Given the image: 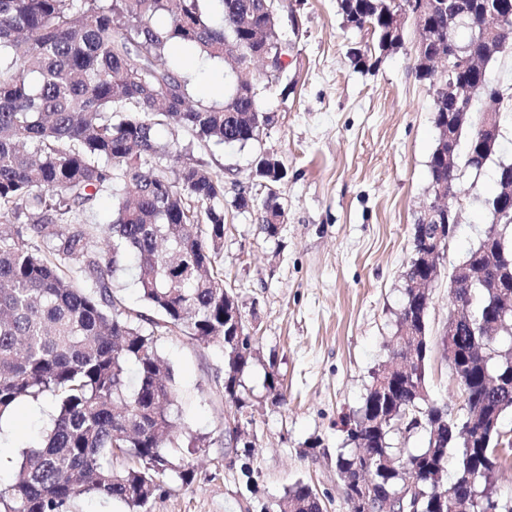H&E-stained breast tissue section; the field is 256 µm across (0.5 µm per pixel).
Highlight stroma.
<instances>
[{"mask_svg":"<svg viewBox=\"0 0 512 512\" xmlns=\"http://www.w3.org/2000/svg\"><path fill=\"white\" fill-rule=\"evenodd\" d=\"M287 4L288 90L260 99L275 123L245 148L193 147L195 158L224 177V285L238 294L259 352L244 377L254 416L244 440L252 448L225 439L231 408L220 345L165 336L160 353L174 371L186 418L181 456L195 473L187 485L169 481L151 512H278L298 481L318 491L324 512H348L335 465L346 444L341 418L360 406L373 371L390 359L401 273L430 194L432 98L410 46L379 55L369 31L344 28L336 0ZM264 152L288 170L279 188L285 220L270 239L255 213L231 206L238 184L265 198L253 175ZM494 173L490 165L455 185L463 220L430 290L433 338L446 332L453 309L447 274L486 229L481 201L494 188ZM271 370L287 405L265 398ZM427 373L432 397L458 411L459 388L441 346H434ZM49 413V403H24L0 441L16 450L38 445ZM192 435L206 436L208 447H189Z\"/></svg>","mask_w":512,"mask_h":512,"instance_id":"obj_1","label":"stroma"}]
</instances>
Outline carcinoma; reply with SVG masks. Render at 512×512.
<instances>
[{
  "label": "carcinoma",
  "instance_id": "cac0c4a2",
  "mask_svg": "<svg viewBox=\"0 0 512 512\" xmlns=\"http://www.w3.org/2000/svg\"><path fill=\"white\" fill-rule=\"evenodd\" d=\"M476 0H457L464 23L456 43L473 46L469 15ZM269 0H0V419L29 401L48 400L54 413L40 445L21 450L14 481L0 486V512H67L76 499H115L146 512L166 483L187 484L193 469L179 461L181 412L171 367L159 353L163 335L209 345L224 339V177L190 158L193 143L239 145L265 129L257 85L235 82L222 101L197 97L180 49L250 70L252 49L285 40L269 25ZM352 28L371 29L379 46L400 45L393 0H355ZM426 24L431 50L448 49L446 13ZM434 126L451 105L432 95ZM164 126L190 136L164 142ZM430 186L448 181V163L430 160ZM113 199L110 224H91L97 199ZM233 205L257 211L268 238L278 235L276 203L259 205L248 188ZM512 216L498 236L483 237L461 265L486 273L484 284L458 283L453 301L468 304L470 330L444 335L455 371L466 380L470 409L456 414L430 395L429 295L403 289L391 358L361 406L341 424L349 447L336 455L340 480L366 473L375 496L408 481L427 497L419 512H452L448 492L466 512H504L512 497L472 499L467 485L496 475L512 451L501 421L512 411V319L493 328L494 294L512 293ZM135 269L134 285L161 320L126 308L114 278ZM499 287H492V283ZM255 346L224 348V400L244 413L245 370ZM273 405L287 398L267 375ZM422 429L425 446L395 448L391 435ZM458 456L443 487L449 452ZM279 512H323L316 490L290 486Z\"/></svg>",
  "mask_w": 512,
  "mask_h": 512
}]
</instances>
